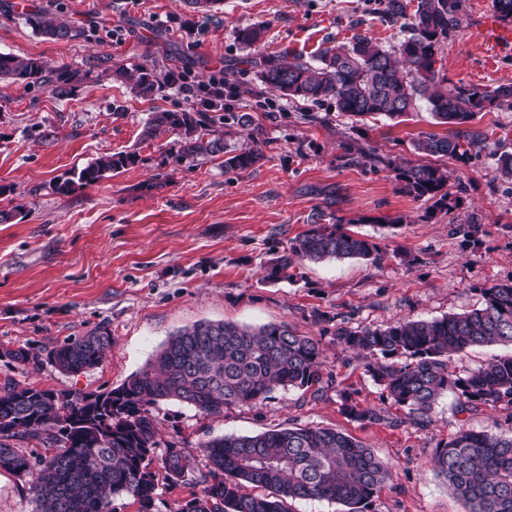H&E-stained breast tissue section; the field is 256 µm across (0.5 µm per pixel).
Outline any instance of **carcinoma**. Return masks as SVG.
I'll return each mask as SVG.
<instances>
[{"label": "carcinoma", "instance_id": "carcinoma-1", "mask_svg": "<svg viewBox=\"0 0 512 512\" xmlns=\"http://www.w3.org/2000/svg\"><path fill=\"white\" fill-rule=\"evenodd\" d=\"M385 0L384 12L402 22L403 38L385 46L356 35L349 44L322 49L312 60L286 54L251 60L262 85L293 101L331 102L352 117L399 120L427 101L441 125H463L503 104L512 108V83L491 90L440 87L437 56L457 25L464 0ZM31 28L50 40L78 36L67 15L31 13ZM101 71L52 66L41 58L0 53V81L45 88L57 99L72 98L81 84L107 77L131 86L150 100L159 75L141 66L129 69L102 61ZM178 135L177 159L203 162L223 156L224 172L252 166L259 152L231 146L205 112L150 113L141 139ZM487 135L456 131L424 133L418 152L463 159L485 147ZM136 153L104 154L70 172L53 190L67 195L135 164ZM407 194L450 210L448 172L428 164L390 161ZM297 259L322 262L357 259L377 265L378 245L344 225L314 224L275 258L268 277ZM482 303L440 319L401 321L384 329L339 328L336 337L365 360V372L384 387L391 403L423 423L436 402L453 393L459 413L512 410V354L496 357L461 375L451 356L473 346H512V282L480 289ZM112 348V332L100 324L62 344L1 347L8 367L39 368L46 363L67 374L99 365ZM405 357L404 363L393 359ZM325 361L319 342L293 333L286 324L248 329L225 322H200L173 334L146 369L107 392L55 391L11 378L0 386V469L35 478L32 490L42 512H107L116 496H129L137 512H155L159 481L177 482L192 471L193 452L170 443L160 453L161 472L151 470L159 442L153 408L164 400L193 406L205 416L224 409L257 407L279 389L317 396L323 391ZM350 419L376 423L383 411L361 408L340 394ZM27 441L30 448H17ZM206 471L201 493L176 504L173 512H290L296 500H326L362 512L392 477V467L352 437L320 427H284L256 435H224L199 445ZM431 467L460 502L462 512H512V435L460 427L439 444Z\"/></svg>", "mask_w": 512, "mask_h": 512}]
</instances>
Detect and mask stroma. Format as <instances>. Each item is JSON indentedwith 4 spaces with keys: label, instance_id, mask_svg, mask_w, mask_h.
<instances>
[{
    "label": "stroma",
    "instance_id": "35a3bbf8",
    "mask_svg": "<svg viewBox=\"0 0 512 512\" xmlns=\"http://www.w3.org/2000/svg\"><path fill=\"white\" fill-rule=\"evenodd\" d=\"M465 4L438 55L444 88L512 82V48L471 37L492 0ZM381 8L382 0H222L204 15L184 0H0V53L81 69L105 57L163 77L150 101L108 79L88 81L65 100L0 83V209L16 212L12 223L0 224V347L61 344L101 323L113 339L102 363L83 373L0 364V380L104 392L145 369L173 333L197 322L285 323L319 341L332 378L322 396L279 390L260 406L217 417L166 400L154 409L160 446L194 449L214 437L290 424L332 428L392 466V479L365 512H461L431 470L437 446L463 422L510 433L512 414L488 409L465 421L448 395L420 426L343 350L336 330L462 313L481 304V288L512 281V180L496 173L498 155L512 151V108L467 123V130L490 134L480 152L429 157L414 151V140L450 128L436 123L427 104L400 123L357 121L330 104L309 107L266 89L251 65L267 53L309 60L358 34L393 44L400 26ZM34 10L65 11L77 37L34 34L26 22ZM254 25L264 27V39L244 47L237 31ZM229 65L232 110L255 125L232 127L226 141L256 143L260 157L251 168L228 174L217 159L175 161L172 133L141 140L150 112L194 107L168 74L197 84ZM271 101L277 111H268ZM38 130L50 132V141L37 140ZM368 147L374 157H364ZM128 151L136 152L135 165L66 196L53 191L58 179L100 155ZM401 158L447 170L456 207L433 213L408 195L387 165ZM339 218L381 247L380 264L301 261L287 277L266 279L268 263L291 239ZM343 390L361 406L384 409L388 421L351 420L341 410ZM30 484L0 470V512H37Z\"/></svg>",
    "mask_w": 512,
    "mask_h": 512
}]
</instances>
